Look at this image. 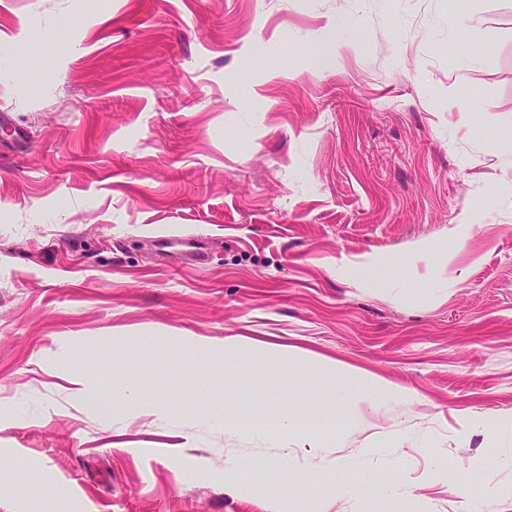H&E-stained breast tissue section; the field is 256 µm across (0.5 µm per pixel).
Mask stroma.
<instances>
[{
    "label": "stroma",
    "mask_w": 512,
    "mask_h": 512,
    "mask_svg": "<svg viewBox=\"0 0 512 512\" xmlns=\"http://www.w3.org/2000/svg\"><path fill=\"white\" fill-rule=\"evenodd\" d=\"M396 479L512 512V0H0V512H391ZM238 338L244 343H249L251 351L255 354L273 352L284 356L288 355V357H299L306 361L319 363L329 374L335 378L342 379L346 385L348 393L355 399L360 400V402L368 401L374 395L382 392L389 396H393L397 393L396 389L384 386L382 382L373 375L362 372L343 363L327 360L323 357L307 351L299 350L289 345L286 346L283 344L256 341L247 337Z\"/></svg>",
    "instance_id": "stroma-1"
}]
</instances>
